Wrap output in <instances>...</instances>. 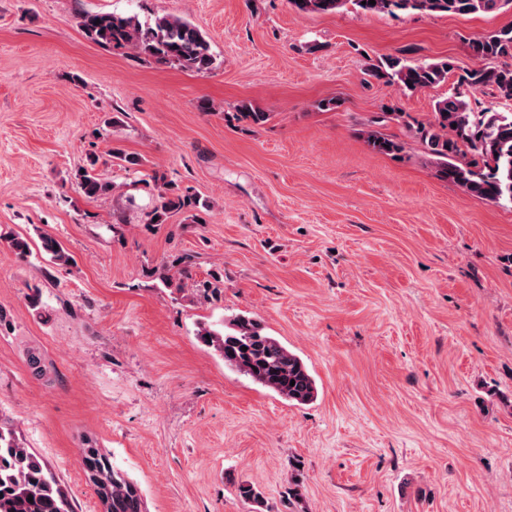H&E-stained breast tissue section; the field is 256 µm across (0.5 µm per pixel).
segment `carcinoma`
<instances>
[{
    "label": "carcinoma",
    "mask_w": 512,
    "mask_h": 512,
    "mask_svg": "<svg viewBox=\"0 0 512 512\" xmlns=\"http://www.w3.org/2000/svg\"><path fill=\"white\" fill-rule=\"evenodd\" d=\"M298 14H335L350 9L361 13L414 12L417 14H495L512 0H288ZM80 27L94 43L108 48H130L158 65L177 66L199 73L213 69L215 58L203 32L191 22L173 15L156 16L144 22L138 16L90 13L81 16ZM471 55L480 62L458 79V86L439 98L432 120L409 127L431 157L434 175L461 187L467 193L495 203L512 204V112H488L478 107L475 93L491 88L512 100V25L468 40ZM453 64L448 60L414 62L389 56L367 64L365 74L385 84L400 83L412 91L448 80ZM239 116L261 125L269 114L242 103ZM367 144L377 153L395 156L402 142L380 132L364 131ZM98 157L91 153L75 173L77 188L88 198L112 193L114 185L97 172ZM159 205L146 216V223L165 222L173 211L188 213L197 224L200 201L183 191L167 176H153ZM43 252L52 263L68 265L70 255L57 240L41 237ZM198 336L224 360V365L249 377L295 405L317 397L316 381L302 358L277 337L264 332L252 317L237 315L224 330L203 327ZM247 350H242V347ZM101 481L94 482L106 512H143L137 486L107 462L98 459ZM239 495L251 512H268L262 493L251 484L239 486ZM0 512H75L62 483L41 458L18 439L15 430L0 422Z\"/></svg>",
    "instance_id": "cac0c4a2"
}]
</instances>
